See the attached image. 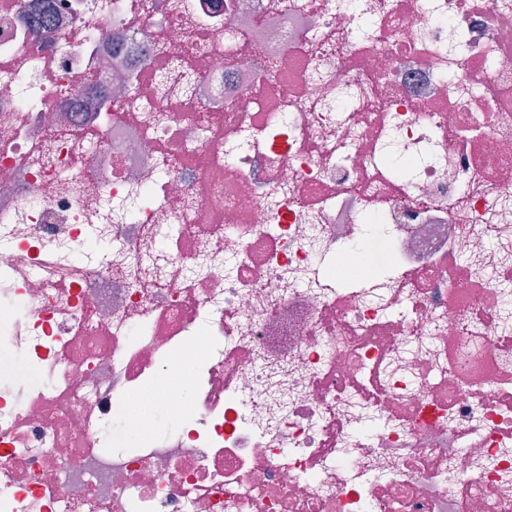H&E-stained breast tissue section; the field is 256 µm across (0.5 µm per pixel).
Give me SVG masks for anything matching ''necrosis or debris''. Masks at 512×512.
Masks as SVG:
<instances>
[{
	"label": "necrosis or debris",
	"mask_w": 512,
	"mask_h": 512,
	"mask_svg": "<svg viewBox=\"0 0 512 512\" xmlns=\"http://www.w3.org/2000/svg\"><path fill=\"white\" fill-rule=\"evenodd\" d=\"M0 512H512V0H0Z\"/></svg>",
	"instance_id": "obj_1"
}]
</instances>
